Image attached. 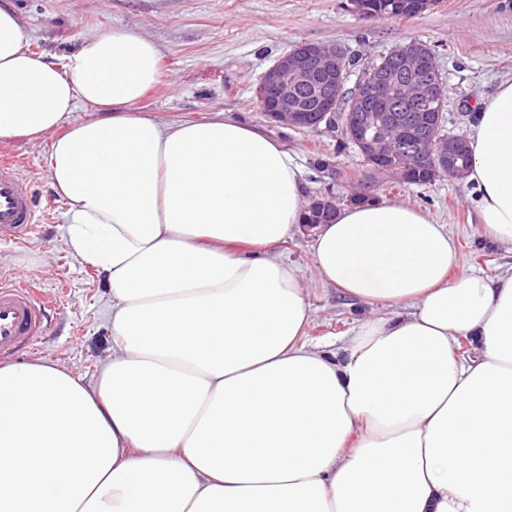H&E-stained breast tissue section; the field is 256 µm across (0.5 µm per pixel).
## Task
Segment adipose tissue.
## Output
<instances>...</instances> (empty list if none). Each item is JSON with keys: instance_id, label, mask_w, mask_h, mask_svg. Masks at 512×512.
Segmentation results:
<instances>
[{"instance_id": "1", "label": "adipose tissue", "mask_w": 512, "mask_h": 512, "mask_svg": "<svg viewBox=\"0 0 512 512\" xmlns=\"http://www.w3.org/2000/svg\"><path fill=\"white\" fill-rule=\"evenodd\" d=\"M161 58L120 27L47 60L0 4V143L50 138L62 241L112 294L94 382L0 367V512H512V274H454L447 226L406 203L339 208L315 269L391 314L310 344L316 308L278 253L302 167L223 112L142 111ZM467 141L479 222L512 244V78Z\"/></svg>"}]
</instances>
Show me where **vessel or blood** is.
<instances>
[{
  "label": "vessel or blood",
  "mask_w": 512,
  "mask_h": 512,
  "mask_svg": "<svg viewBox=\"0 0 512 512\" xmlns=\"http://www.w3.org/2000/svg\"><path fill=\"white\" fill-rule=\"evenodd\" d=\"M39 221L19 163L0 157V245L22 241ZM51 300L24 278L0 279V358L13 359L43 334Z\"/></svg>",
  "instance_id": "b4317fda"
}]
</instances>
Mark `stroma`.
<instances>
[{"label":"stroma","instance_id":"35a3bbf8","mask_svg":"<svg viewBox=\"0 0 512 512\" xmlns=\"http://www.w3.org/2000/svg\"><path fill=\"white\" fill-rule=\"evenodd\" d=\"M12 0L25 23L33 52L64 56L81 35L138 27L162 49L164 77L142 100L158 119L203 120L222 111L262 127L298 155L304 193L330 192L346 205L352 192L398 200L447 224L457 242L458 272L496 276L512 272V244L484 237L470 201V185L442 177L430 185L378 180L340 132L325 127L293 129L269 120L256 98L262 74L283 53L304 41L338 43L366 67L401 43L416 40L435 55L446 86L445 131L467 134L482 97L512 77V0H437L411 18L382 19L354 12L349 0ZM8 150L23 161L42 217L34 233L0 246V272L29 276L61 302L23 361L47 356L93 382L112 347L111 293L95 270L64 246L67 206L47 177V140L18 139ZM311 234L295 230L283 258L302 269L317 313L307 339L344 343L371 308L323 283L313 266Z\"/></svg>","mask_w":512,"mask_h":512}]
</instances>
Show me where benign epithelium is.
I'll return each instance as SVG.
<instances>
[{
    "mask_svg": "<svg viewBox=\"0 0 512 512\" xmlns=\"http://www.w3.org/2000/svg\"><path fill=\"white\" fill-rule=\"evenodd\" d=\"M396 61L372 64L353 86L346 49L336 43L304 42L280 56L260 78L266 91L265 115L274 122L293 128L309 126L307 113H318V123L336 127V112L343 111L341 131L360 155L375 160L373 174L385 179L407 182L409 171L384 164L399 149L414 165L425 156L431 162L432 179L443 176L461 178L467 139L462 136L440 137L438 128L423 117L401 115L383 105L398 93L418 103L424 112L441 111L445 85L431 49L410 40L388 54ZM314 92L309 106L302 104L299 92ZM336 197L317 195L309 201L302 228L306 232L331 221L336 216Z\"/></svg>",
    "mask_w": 512,
    "mask_h": 512,
    "instance_id": "1",
    "label": "benign epithelium"
}]
</instances>
